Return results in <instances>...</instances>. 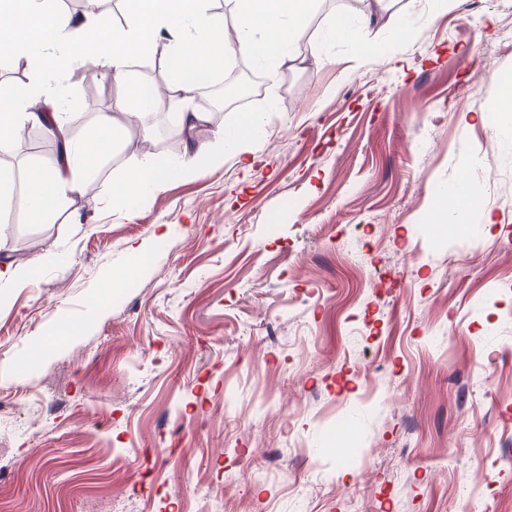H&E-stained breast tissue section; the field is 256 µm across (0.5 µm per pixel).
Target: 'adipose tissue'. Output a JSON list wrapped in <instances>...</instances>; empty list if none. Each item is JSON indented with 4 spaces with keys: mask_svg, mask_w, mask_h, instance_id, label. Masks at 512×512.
Returning <instances> with one entry per match:
<instances>
[{
    "mask_svg": "<svg viewBox=\"0 0 512 512\" xmlns=\"http://www.w3.org/2000/svg\"><path fill=\"white\" fill-rule=\"evenodd\" d=\"M210 0H125L126 19L116 25L101 12L89 10L74 17L62 12L58 0H0V47L8 48L15 66L42 72H61L72 66L92 65L111 72L126 122L142 123L161 107L159 94L143 95L131 75L132 63L154 48L160 31L174 39L169 61V91L191 92L205 78L238 55L264 68L304 61L298 34L306 26L316 0H234L235 37H228L223 15L214 13ZM40 126L62 144L61 163L33 169L22 198H15V175L0 168V209L18 201L31 222L51 216L64 191H78L100 168L105 149L114 141V121L101 116L82 140L70 136L57 96L41 84L8 105H0V151L14 149L26 125ZM259 116L250 115L234 131L212 145L187 143L171 169L192 174L199 159L251 154L261 137ZM478 201L465 185L441 197L435 219L467 224Z\"/></svg>",
    "mask_w": 512,
    "mask_h": 512,
    "instance_id": "adipose-tissue-1",
    "label": "adipose tissue"
}]
</instances>
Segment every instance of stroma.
Instances as JSON below:
<instances>
[{
	"label": "stroma",
	"mask_w": 512,
	"mask_h": 512,
	"mask_svg": "<svg viewBox=\"0 0 512 512\" xmlns=\"http://www.w3.org/2000/svg\"><path fill=\"white\" fill-rule=\"evenodd\" d=\"M388 7L395 52L325 41L363 12L320 0L330 64L255 68L196 132L260 114L253 157L173 175L174 100L45 223H0L32 267L0 288V512H512V0ZM51 82L74 137L116 107L108 72ZM52 145L23 134L17 185ZM133 152L161 187L131 212ZM461 179L491 223H429Z\"/></svg>",
	"instance_id": "1"
}]
</instances>
